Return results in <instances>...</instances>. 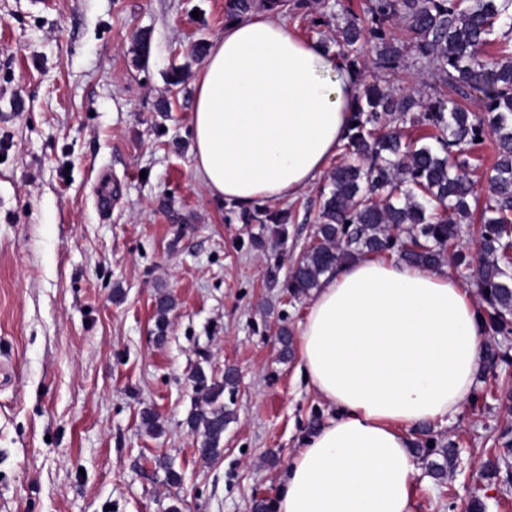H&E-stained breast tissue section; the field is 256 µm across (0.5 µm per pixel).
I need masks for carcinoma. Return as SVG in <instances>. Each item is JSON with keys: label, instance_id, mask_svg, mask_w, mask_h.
<instances>
[{"label": "carcinoma", "instance_id": "cac0c4a2", "mask_svg": "<svg viewBox=\"0 0 512 512\" xmlns=\"http://www.w3.org/2000/svg\"><path fill=\"white\" fill-rule=\"evenodd\" d=\"M300 0H225L228 22L256 10L288 12ZM363 17L343 13L329 48L359 74L363 47L375 50L377 67L399 71L407 59L439 79L436 98L396 96L357 82L355 108L339 161L327 174L317 204L311 240L293 262L285 288L292 299L309 296L329 273L365 255L394 254L408 263L439 269L449 262L476 288L488 335L512 336V0H363ZM398 27L403 37L392 29ZM135 60L150 57V37L136 35ZM459 100L448 102V93ZM486 111L468 110L472 93ZM490 138L496 160L487 190L476 191L470 164L477 138ZM244 224L272 225L287 238L288 211L256 206L242 212ZM475 236L476 253L456 248L462 221ZM174 297L160 289L154 300V333L165 342ZM507 353L487 346L480 377L499 378ZM236 373L215 378L196 366V401L186 424L201 458L224 452V431L236 419ZM437 479L455 469L453 443L429 437L414 448ZM484 477L512 481V439L489 449Z\"/></svg>", "mask_w": 512, "mask_h": 512}]
</instances>
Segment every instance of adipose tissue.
<instances>
[{"instance_id": "obj_1", "label": "adipose tissue", "mask_w": 512, "mask_h": 512, "mask_svg": "<svg viewBox=\"0 0 512 512\" xmlns=\"http://www.w3.org/2000/svg\"><path fill=\"white\" fill-rule=\"evenodd\" d=\"M356 93L340 61L279 14L226 24L196 84L198 178L243 209L298 195L335 156ZM298 344L338 414L292 456L275 512H412L407 432L456 418L484 351L468 289L444 269L364 256L323 279Z\"/></svg>"}]
</instances>
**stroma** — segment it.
<instances>
[{
    "mask_svg": "<svg viewBox=\"0 0 512 512\" xmlns=\"http://www.w3.org/2000/svg\"><path fill=\"white\" fill-rule=\"evenodd\" d=\"M286 20L304 39L336 30L327 0ZM224 26V0H0V512H253L335 415L279 342L306 314L284 283L325 179L287 201L283 240L241 223L195 175L203 63L188 50ZM374 59L361 54L365 83L434 99L429 72ZM161 286L176 307L160 344ZM199 365L237 372L236 419L208 463L186 424ZM147 407L160 434L140 424ZM507 429L512 383L475 380L455 420L430 427L456 445L458 467L442 482L421 471L413 512H464L475 490L488 512H512V484L478 471ZM166 461L180 484L166 482Z\"/></svg>",
    "mask_w": 512,
    "mask_h": 512,
    "instance_id": "stroma-1",
    "label": "stroma"
}]
</instances>
